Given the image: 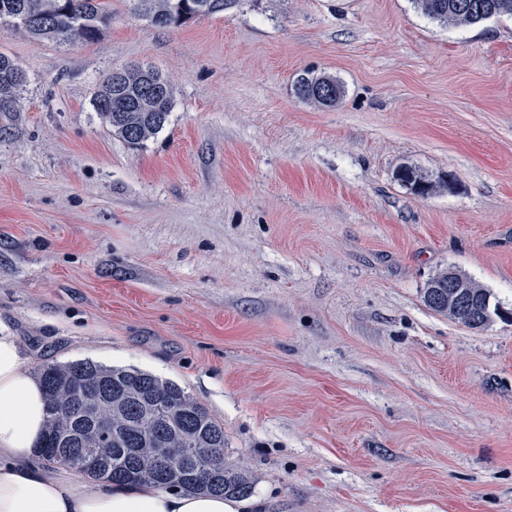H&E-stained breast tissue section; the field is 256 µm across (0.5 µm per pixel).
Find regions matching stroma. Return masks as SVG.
<instances>
[{"mask_svg":"<svg viewBox=\"0 0 512 512\" xmlns=\"http://www.w3.org/2000/svg\"><path fill=\"white\" fill-rule=\"evenodd\" d=\"M0 321L38 368L178 384L224 426L248 512H512V319L429 309L453 270L512 312V18L412 0H232L162 29L112 0L93 42L0 20ZM173 89L142 145L95 108ZM307 72L341 102L300 99ZM452 190L413 195L401 165ZM422 14L456 27L473 26L493 17H512V0H413ZM20 69V64L0 52V112L13 111L16 95L26 79H19ZM173 103L170 82L159 72L132 68L109 74L95 107L112 133L139 146L165 126Z\"/></svg>","mask_w":512,"mask_h":512,"instance_id":"1","label":"stroma"}]
</instances>
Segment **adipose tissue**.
Segmentation results:
<instances>
[{"mask_svg": "<svg viewBox=\"0 0 512 512\" xmlns=\"http://www.w3.org/2000/svg\"><path fill=\"white\" fill-rule=\"evenodd\" d=\"M46 415L40 379L10 325L0 322V512H240L221 495L150 484H95L32 456Z\"/></svg>", "mask_w": 512, "mask_h": 512, "instance_id": "obj_1", "label": "adipose tissue"}]
</instances>
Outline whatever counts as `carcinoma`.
Wrapping results in <instances>:
<instances>
[{"mask_svg":"<svg viewBox=\"0 0 512 512\" xmlns=\"http://www.w3.org/2000/svg\"><path fill=\"white\" fill-rule=\"evenodd\" d=\"M111 0H0V20L8 18L37 38L92 41L112 19ZM226 0H138L136 11L154 25L178 27L188 20L224 10ZM422 14L456 27L473 26L493 17H512V0H413ZM35 12L40 19L25 23ZM11 57L0 52V112L13 111L24 80ZM299 98L334 106L343 96L336 78L306 74L298 78ZM173 103L170 82L150 69L132 68L110 74L95 99V107L112 133L139 146L165 126ZM413 180L399 183L417 196L448 188V178L429 180L419 169L405 165ZM463 291L482 305L489 292L456 272ZM425 305L455 318L448 307V272L428 281ZM46 398V424L39 444L43 459L58 461L74 449L98 453L96 463L81 475L129 484L148 483L162 489L203 491L226 498L252 494L251 474L242 465L224 460V425L178 384L136 368H119L92 360L46 362L38 368ZM83 397L96 405L86 418L75 406ZM167 450L171 466L159 469L156 449Z\"/></svg>","mask_w":512,"mask_h":512,"instance_id":"obj_1","label":"carcinoma"}]
</instances>
